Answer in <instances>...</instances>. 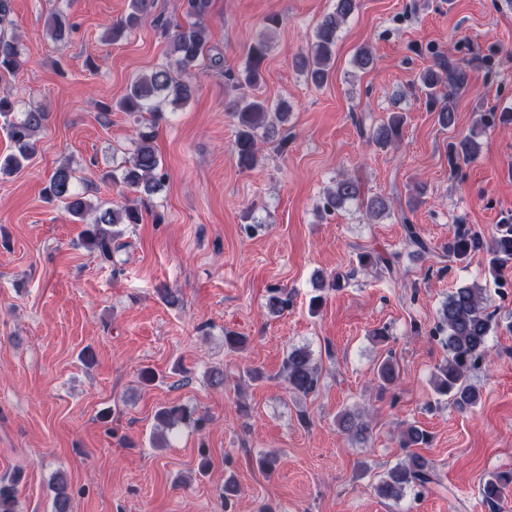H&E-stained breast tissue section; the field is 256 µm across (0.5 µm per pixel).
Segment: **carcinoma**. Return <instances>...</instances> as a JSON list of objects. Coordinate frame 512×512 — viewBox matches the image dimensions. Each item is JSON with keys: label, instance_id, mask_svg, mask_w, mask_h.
Segmentation results:
<instances>
[{"label": "carcinoma", "instance_id": "cac0c4a2", "mask_svg": "<svg viewBox=\"0 0 512 512\" xmlns=\"http://www.w3.org/2000/svg\"><path fill=\"white\" fill-rule=\"evenodd\" d=\"M152 7V0H130L128 14L112 24L104 41L115 42L126 32L141 25ZM184 7L185 23L162 28V35L167 39L166 62L149 73L135 76L116 104L119 111L140 118L143 127L138 129L135 150L125 164L112 170L111 178L115 183L136 189L143 199L157 193L165 179L162 160L154 145L156 126L165 119L166 113L175 111L193 97L195 86L189 76L204 54L206 31L202 20L208 13L210 0H184ZM356 8L357 0H336V8L319 23L307 53L295 57L296 71L313 85L320 86L329 77L340 26ZM71 29L68 14L59 9L53 13L47 32L52 40L64 41L69 37ZM275 30L274 26L266 27L250 45L244 69L237 77L239 86L255 90L263 82L261 64ZM22 56L23 44L20 39L1 34L0 76L14 73ZM444 78L448 79L450 85H460L464 82V73L453 68L441 74L429 68L421 74L420 83L428 103L437 109L440 125L449 127L454 123L451 96L441 95L437 90ZM232 115L236 120L233 151L238 166L251 169L259 161L260 144L270 140L276 124L287 120L288 108L280 105L273 108L259 96L244 95L234 103ZM48 118L49 112L42 105H30L19 111L9 97L0 96V119L14 144V151L0 158V179L19 172L27 165L35 150V138L45 127ZM401 126L402 117L394 115L373 132L372 139L386 148L398 140ZM477 149L476 141L470 136L448 145L450 156L455 158L470 157L477 153ZM360 193L357 181L338 180L326 191L323 210L334 211L346 202L358 199ZM44 195L49 201L65 204L74 222L87 225L84 244L104 262L111 261L112 241L122 234L117 226L140 222L139 209L135 205L127 204L120 208L93 205L75 190L73 171L67 164L60 165L52 173L44 187ZM402 223L407 247L414 253L427 252L429 246L416 226L405 217ZM482 250L489 256L488 273L494 278L501 266L512 261V219L498 225L497 233L488 241L478 232L458 224L445 247L448 256L458 260ZM358 263L363 270H381L390 275L396 272L393 259L373 251L359 253ZM290 302L288 291L282 288L271 289V312L285 311ZM488 309L487 286L474 282L449 294L439 310V322L434 336L439 338L447 356L437 367L434 389L441 396H452L455 406L461 411L475 407L480 401L479 391L470 383V376L489 362L488 338L493 331L494 320ZM284 375L288 391L306 397L318 390L321 369L310 350L292 347L286 353ZM374 375L382 391L395 387L399 381L398 370L390 356L378 363ZM156 419L159 426L167 431L179 424L196 429L204 424V419L197 416L195 409L186 405L163 407L157 412ZM337 424L343 433L357 441L365 439L368 431L362 415L350 410L338 414ZM427 441L426 431L416 426L407 427L400 435V443L404 448L425 444ZM511 484L512 471L496 473L480 488L481 496L484 501L495 503ZM434 485H440L434 465L420 455L411 454L405 461L392 467L379 481L377 493L383 499L398 501L408 490ZM52 491L53 512H71L67 482L62 478L56 480ZM0 512H21L15 485H0Z\"/></svg>", "mask_w": 512, "mask_h": 512}]
</instances>
